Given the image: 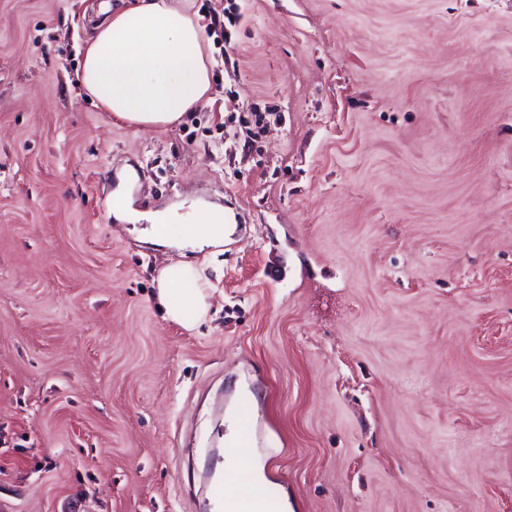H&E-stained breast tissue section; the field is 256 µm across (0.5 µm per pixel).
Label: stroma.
<instances>
[{
    "label": "stroma",
    "instance_id": "35a3bbf8",
    "mask_svg": "<svg viewBox=\"0 0 512 512\" xmlns=\"http://www.w3.org/2000/svg\"><path fill=\"white\" fill-rule=\"evenodd\" d=\"M100 2L0 0V512H212L232 412L292 512H512V0H189L230 60L143 130ZM121 186L234 213L195 330Z\"/></svg>",
    "mask_w": 512,
    "mask_h": 512
}]
</instances>
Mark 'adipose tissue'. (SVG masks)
I'll return each instance as SVG.
<instances>
[{
	"label": "adipose tissue",
	"mask_w": 512,
	"mask_h": 512,
	"mask_svg": "<svg viewBox=\"0 0 512 512\" xmlns=\"http://www.w3.org/2000/svg\"><path fill=\"white\" fill-rule=\"evenodd\" d=\"M103 16L85 49L79 82L103 111L133 127H164L210 100V63L198 15L180 0H134ZM155 223L181 226L179 235L149 231V241L176 250L158 277L157 299L170 321L190 329L211 307V283L202 268L183 260L184 251L223 245L234 229L223 208L196 204L184 215L166 210Z\"/></svg>",
	"instance_id": "ef3b65f1"
}]
</instances>
